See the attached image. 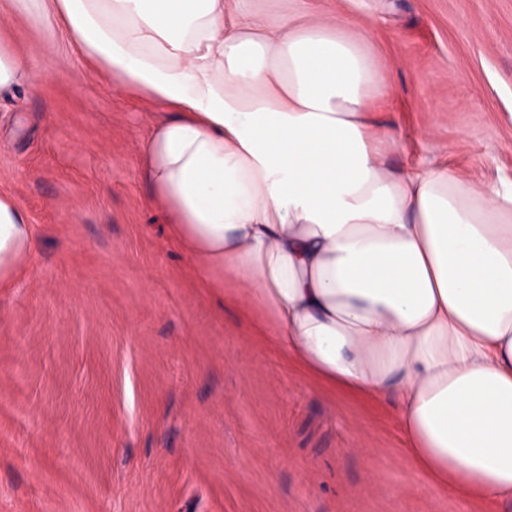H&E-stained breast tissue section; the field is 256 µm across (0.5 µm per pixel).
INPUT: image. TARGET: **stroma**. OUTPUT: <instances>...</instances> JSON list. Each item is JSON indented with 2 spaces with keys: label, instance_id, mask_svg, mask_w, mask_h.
<instances>
[{
  "label": "stroma",
  "instance_id": "stroma-1",
  "mask_svg": "<svg viewBox=\"0 0 512 512\" xmlns=\"http://www.w3.org/2000/svg\"><path fill=\"white\" fill-rule=\"evenodd\" d=\"M304 4L375 56L393 164L512 184V0ZM0 45L37 53L34 89L0 96V194L34 229L0 290V512H493L412 465L394 404L324 400L191 286L135 149L163 107L12 0Z\"/></svg>",
  "mask_w": 512,
  "mask_h": 512
}]
</instances>
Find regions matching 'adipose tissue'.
Listing matches in <instances>:
<instances>
[{
  "label": "adipose tissue",
  "mask_w": 512,
  "mask_h": 512,
  "mask_svg": "<svg viewBox=\"0 0 512 512\" xmlns=\"http://www.w3.org/2000/svg\"><path fill=\"white\" fill-rule=\"evenodd\" d=\"M15 0L87 63L170 109L139 145L165 246L324 389L393 401L444 493L512 504V188L406 145L350 21L249 0ZM33 228L0 195V288Z\"/></svg>",
  "instance_id": "obj_1"
}]
</instances>
